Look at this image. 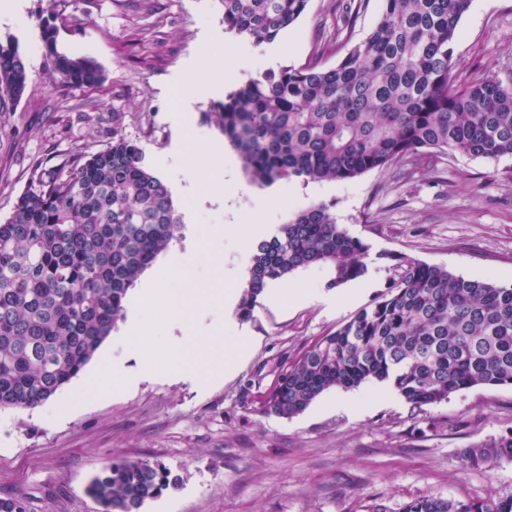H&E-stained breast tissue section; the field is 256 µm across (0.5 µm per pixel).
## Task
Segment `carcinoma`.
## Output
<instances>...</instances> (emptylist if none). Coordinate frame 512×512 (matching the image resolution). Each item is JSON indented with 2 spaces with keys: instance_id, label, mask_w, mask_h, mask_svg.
Segmentation results:
<instances>
[{
  "instance_id": "1",
  "label": "carcinoma",
  "mask_w": 512,
  "mask_h": 512,
  "mask_svg": "<svg viewBox=\"0 0 512 512\" xmlns=\"http://www.w3.org/2000/svg\"><path fill=\"white\" fill-rule=\"evenodd\" d=\"M225 29L271 42L309 0H220ZM469 0H382L375 28L334 67L264 72L231 91L209 118L239 152L250 182L345 181L372 170L456 153L512 157V78L458 84L451 44ZM42 24L52 75L67 86L105 79L93 58L62 52ZM17 44L0 42V100L28 82ZM166 185L112 113V141L90 155L32 167L26 190L0 221V409L48 401L91 361L124 318L125 299L180 229ZM369 247L312 205L258 243L239 301L250 317L272 283L311 265L329 286L365 276ZM389 294L321 337L283 373L264 411L293 417L330 389L386 382L412 407L440 404L478 385H512V288L383 252ZM463 465L512 460V432L459 450ZM178 487L161 463L114 458L89 493L104 512H142ZM0 512H30L0 497ZM402 512H512L506 498L421 497Z\"/></svg>"
}]
</instances>
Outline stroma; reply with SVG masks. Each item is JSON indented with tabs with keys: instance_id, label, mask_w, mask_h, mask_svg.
Wrapping results in <instances>:
<instances>
[{
	"instance_id": "35a3bbf8",
	"label": "stroma",
	"mask_w": 512,
	"mask_h": 512,
	"mask_svg": "<svg viewBox=\"0 0 512 512\" xmlns=\"http://www.w3.org/2000/svg\"><path fill=\"white\" fill-rule=\"evenodd\" d=\"M335 0H309L272 43L224 28L220 0H25L19 22L0 25L27 58L20 102L0 110V219L27 188L33 165L89 155L112 139L120 113L168 187L181 228L140 277L153 281L170 256L183 272L164 282L172 318L142 315L132 340L142 357L100 347L114 367L106 383L97 361L33 409H0V497H27L32 512H103L87 488L111 459L162 462L177 489L143 512H388L423 496L455 500L512 495V460L473 469L460 449L512 432V387L476 386L414 411L385 382L321 394L301 414H265L262 403L294 359L389 291L388 251L457 276L512 286V158L440 156L414 176L373 170L346 181L252 185L237 150L208 117L227 87L206 82L179 112L182 74L235 56L275 53L278 67L343 57L331 34L361 42L381 0H366L353 26H337ZM63 23L58 48L96 59L97 88L60 86L50 74L40 23ZM453 76L464 83L512 72V0H470L452 44ZM369 247L367 274L330 287L323 265L292 273L260 297L250 319H226L224 297L240 293L254 249L244 239L253 212L262 238L312 204ZM210 342L181 347L198 329ZM180 345L179 371L145 376L146 358ZM347 395L348 408L336 406Z\"/></svg>"
}]
</instances>
